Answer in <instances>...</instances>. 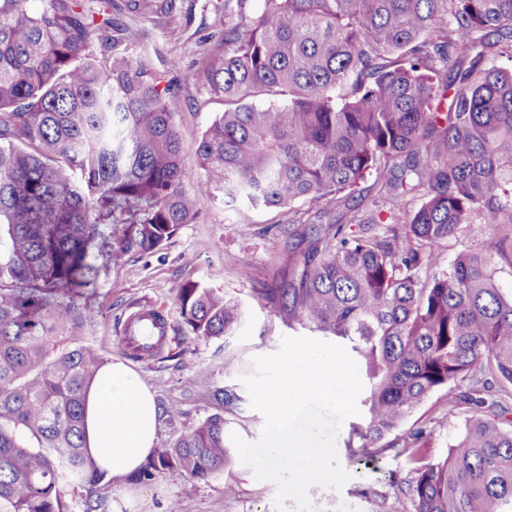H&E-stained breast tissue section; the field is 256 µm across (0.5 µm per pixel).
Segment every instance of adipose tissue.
Returning <instances> with one entry per match:
<instances>
[{
    "label": "adipose tissue",
    "instance_id": "1",
    "mask_svg": "<svg viewBox=\"0 0 512 512\" xmlns=\"http://www.w3.org/2000/svg\"><path fill=\"white\" fill-rule=\"evenodd\" d=\"M155 396L124 361L102 366L85 393V449L100 470L135 473L157 447Z\"/></svg>",
    "mask_w": 512,
    "mask_h": 512
}]
</instances>
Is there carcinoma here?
<instances>
[{
	"label": "carcinoma",
	"instance_id": "carcinoma-1",
	"mask_svg": "<svg viewBox=\"0 0 512 512\" xmlns=\"http://www.w3.org/2000/svg\"><path fill=\"white\" fill-rule=\"evenodd\" d=\"M223 47L183 72L220 99L185 147L147 70L100 31L84 0H0V512H68L66 483L105 478L86 454L83 394L102 360L78 300L99 275L89 246L112 225V264L147 254L203 203L304 208L288 231V281L267 289L288 319L340 341L366 379L348 448L378 454L433 393L465 406L448 452L403 449L412 512H512V0H224ZM375 177L373 211L355 195ZM418 205L407 209V204ZM389 207L390 223L380 218ZM495 240L446 258L483 229ZM179 331L222 336L236 306L180 286ZM229 459L214 414L132 475L197 480Z\"/></svg>",
	"mask_w": 512,
	"mask_h": 512
}]
</instances>
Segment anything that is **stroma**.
<instances>
[{
    "label": "stroma",
    "mask_w": 512,
    "mask_h": 512,
    "mask_svg": "<svg viewBox=\"0 0 512 512\" xmlns=\"http://www.w3.org/2000/svg\"><path fill=\"white\" fill-rule=\"evenodd\" d=\"M85 4L95 21L107 16L141 30L140 43L128 55L144 64L159 89L166 91L185 145L194 146L224 106L204 84L184 83L179 70L201 68L217 49L223 11L215 10L213 0H177L169 14L148 5L130 12L124 0H85ZM175 60L180 68H172ZM289 220L284 209L250 210L217 200L205 204L198 221L183 225L160 249L134 255L122 265H113L109 256L105 236L111 226H104L103 238L92 244L90 253L100 275L94 294L85 301L93 318L82 334L103 362L117 357L136 371L160 408H178L176 418L161 415L159 445L176 441L216 413L224 417L225 434H238L250 443L260 440L264 420L251 407L242 378L253 374V358L277 352L283 337L307 334L301 327H289L263 295L264 288L288 270L285 230ZM243 266L248 267L249 276L240 275ZM189 280L217 289L237 304L238 324L224 335L208 338L170 333L151 356H132L120 342L124 323L140 310L150 309L177 326L176 290ZM221 391L234 395L233 405L222 404L217 397ZM446 410V394H433L396 432L395 449L374 457L352 455L346 446L350 425L342 423L336 450L349 478L338 489L311 486V512H408L409 468L397 450L409 442L411 434L420 432L426 439L428 459L443 457L448 450ZM120 491L133 494L132 512H299L291 500L277 507L276 485L257 479L236 454L223 471L205 481L171 468L157 472L146 483L101 482L95 493L103 499V512H112Z\"/></svg>",
    "instance_id": "obj_1"
}]
</instances>
